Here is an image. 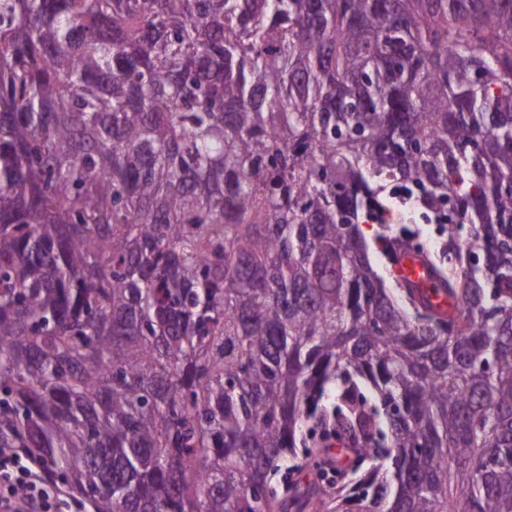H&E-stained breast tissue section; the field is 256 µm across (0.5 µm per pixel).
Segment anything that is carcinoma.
<instances>
[{"label": "carcinoma", "instance_id": "obj_1", "mask_svg": "<svg viewBox=\"0 0 512 512\" xmlns=\"http://www.w3.org/2000/svg\"><path fill=\"white\" fill-rule=\"evenodd\" d=\"M402 189L446 312L371 261ZM310 420L390 468L279 497ZM0 448L92 512H512V0H0Z\"/></svg>", "mask_w": 512, "mask_h": 512}]
</instances>
